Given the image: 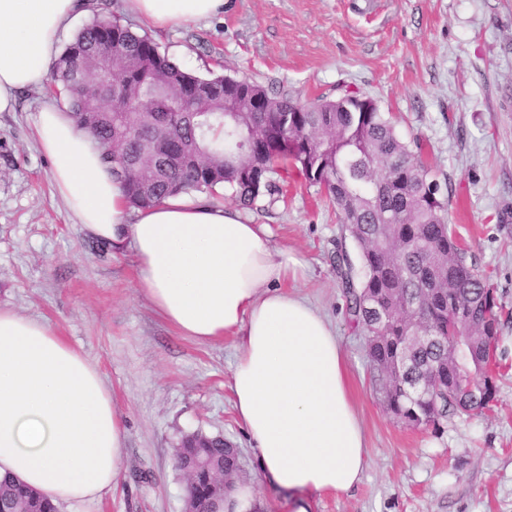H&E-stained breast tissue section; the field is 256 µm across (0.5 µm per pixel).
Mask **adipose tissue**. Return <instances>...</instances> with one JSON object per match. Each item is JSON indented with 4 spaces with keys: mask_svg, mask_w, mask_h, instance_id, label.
I'll return each instance as SVG.
<instances>
[{
    "mask_svg": "<svg viewBox=\"0 0 512 512\" xmlns=\"http://www.w3.org/2000/svg\"><path fill=\"white\" fill-rule=\"evenodd\" d=\"M85 0H0V112L44 83L59 37ZM158 29L209 18L224 0H127ZM37 144L52 183L91 235L130 248L137 289L179 335L235 339L234 408L272 484L345 493L368 463L335 329L288 279L305 261L271 246L264 225L207 198L131 208L91 136L44 106ZM122 419L96 367L48 323L0 307V477L50 502L92 500L121 472Z\"/></svg>",
    "mask_w": 512,
    "mask_h": 512,
    "instance_id": "ef3b65f1",
    "label": "adipose tissue"
}]
</instances>
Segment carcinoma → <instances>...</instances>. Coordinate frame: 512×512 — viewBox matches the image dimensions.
<instances>
[{
    "mask_svg": "<svg viewBox=\"0 0 512 512\" xmlns=\"http://www.w3.org/2000/svg\"><path fill=\"white\" fill-rule=\"evenodd\" d=\"M71 116L89 132L130 202L146 207L176 192L214 194L232 190L244 208L275 187L278 165L310 185L325 188L343 229L355 242L363 276L354 280L347 255L336 254V275L350 322L367 336L366 357L374 388H383L385 407L404 425L440 431L456 412L491 409L496 385L490 362L497 361L502 308L486 277L468 262L448 225L443 188L421 160L420 141L407 142L381 109L352 112L357 93L302 102L248 78L197 75L172 63L145 32L119 17L95 18L83 26L51 67ZM217 86L218 97L197 105L200 125L183 120L172 101L186 87ZM148 102L153 121L139 123L126 106ZM168 133L165 158L154 169L126 173L121 158L153 159L154 143ZM264 137L263 149L247 150L245 137ZM297 143L288 152L282 135ZM117 144L121 156L108 148ZM466 314L470 336L466 356L448 348L455 312ZM387 319L379 321L378 311ZM427 324L443 343H409L415 324ZM438 374L425 397L403 387ZM225 465L229 479L240 470L235 454L222 448H180L176 461L202 457ZM212 470L198 471L188 485V509L214 508L223 498ZM56 512L36 491L0 480V512Z\"/></svg>",
    "mask_w": 512,
    "mask_h": 512,
    "instance_id": "cac0c4a2",
    "label": "carcinoma"
}]
</instances>
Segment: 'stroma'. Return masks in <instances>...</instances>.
<instances>
[{"mask_svg":"<svg viewBox=\"0 0 512 512\" xmlns=\"http://www.w3.org/2000/svg\"><path fill=\"white\" fill-rule=\"evenodd\" d=\"M146 28L126 0H89L64 30L94 18ZM153 39L183 68L246 76L301 100L351 89L373 98L448 185V223L502 307L496 400L483 414L449 415L441 432L411 429L371 384L362 332L351 329L332 257L358 251L318 187L289 176L281 193L243 210L272 246L306 261L291 292L336 329L346 353L369 461L346 493L309 498V512H512V0H226L223 14ZM49 84L21 90L0 112V306L51 324L99 370L125 429L122 469L94 500L57 512H185L175 468L184 435H220L238 448L254 512H295L297 495L256 468L231 389L232 337L178 335L136 288L130 251L113 252L67 211L34 138Z\"/></svg>","mask_w":512,"mask_h":512,"instance_id":"35a3bbf8","label":"stroma"}]
</instances>
